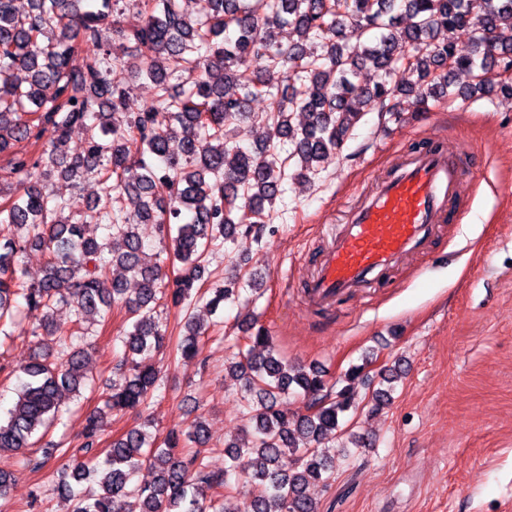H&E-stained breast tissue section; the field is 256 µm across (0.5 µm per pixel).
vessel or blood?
<instances>
[{
  "label": "vessel or blood",
  "mask_w": 512,
  "mask_h": 512,
  "mask_svg": "<svg viewBox=\"0 0 512 512\" xmlns=\"http://www.w3.org/2000/svg\"><path fill=\"white\" fill-rule=\"evenodd\" d=\"M460 162L443 145L407 155L349 211L308 285L312 307L328 309L423 252L459 192Z\"/></svg>",
  "instance_id": "vessel-or-blood-1"
}]
</instances>
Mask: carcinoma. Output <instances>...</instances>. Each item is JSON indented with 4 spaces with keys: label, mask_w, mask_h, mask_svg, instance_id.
Segmentation results:
<instances>
[{
    "label": "carcinoma",
    "mask_w": 512,
    "mask_h": 512,
    "mask_svg": "<svg viewBox=\"0 0 512 512\" xmlns=\"http://www.w3.org/2000/svg\"><path fill=\"white\" fill-rule=\"evenodd\" d=\"M117 0H0V224L14 234L0 239V355L14 336L18 307L43 312L33 332L32 354L17 399L0 420V454L19 457L24 470L61 461V487L69 512H318L309 488L326 487L336 454L330 444L343 430L354 403L351 384L366 377L373 361L351 368L334 390L315 364L291 363L275 337L251 318L249 347L232 353L225 369L241 382L240 407L253 430L224 442V472L208 469L180 442L203 448L209 436L202 418L181 421L164 446L137 427L123 433L98 461L107 418L141 414L159 398L163 365L194 359L203 351L206 327L194 313L206 300L215 312L244 287L257 291L253 273L232 270L224 286L207 288L210 259L239 235L263 238L271 207L285 179L311 180L320 163L340 152L366 112H422L429 101L512 96V0H267L263 16L246 0H201L194 15L179 0H128L141 23L126 33L117 26ZM289 28L295 39L283 44ZM139 56L137 75L154 85V102L131 112L125 125L109 122L125 109L129 73L120 55ZM248 57L260 70L241 68ZM377 75L357 82L364 69ZM469 83L456 87L459 73ZM286 83L273 93L274 75ZM235 86L243 94L229 93ZM268 101L266 114L248 110L252 99ZM256 124L255 148L225 138L227 125ZM84 132L80 151L70 153L69 134ZM27 142L35 152H18ZM288 144L286 157L276 153ZM93 177L105 193L135 196L138 208L101 214L89 207L66 213L68 202L51 194L47 178ZM156 226L170 241L167 261L143 260L138 233ZM31 250L47 254L42 275L22 263ZM138 288L127 293V278ZM74 310L75 328L54 323V309ZM125 309L123 355L114 369L122 380L86 417L83 443L73 452L40 442L57 417L65 394L81 393L95 354L80 325L105 323L114 306ZM171 306L182 332L168 334L158 308ZM400 360L384 375L388 387L373 396L376 413L391 400ZM293 394L310 412L288 414L279 402ZM143 468L153 480L138 483Z\"/></svg>",
    "instance_id": "obj_1"
}]
</instances>
